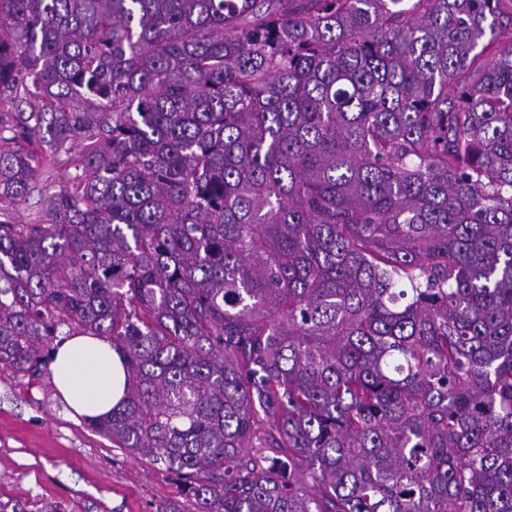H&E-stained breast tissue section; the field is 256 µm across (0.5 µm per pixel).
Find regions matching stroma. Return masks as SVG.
<instances>
[{
  "label": "stroma",
  "instance_id": "1",
  "mask_svg": "<svg viewBox=\"0 0 512 512\" xmlns=\"http://www.w3.org/2000/svg\"><path fill=\"white\" fill-rule=\"evenodd\" d=\"M80 147L66 160L39 171L26 200L8 205L16 224L41 218L45 192L58 191L75 176ZM40 498L68 505L70 512H156L177 503L195 512L161 465H153L94 432L57 392L50 372L30 382L0 367V498Z\"/></svg>",
  "mask_w": 512,
  "mask_h": 512
}]
</instances>
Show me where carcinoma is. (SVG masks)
Instances as JSON below:
<instances>
[{
	"label": "carcinoma",
	"mask_w": 512,
	"mask_h": 512,
	"mask_svg": "<svg viewBox=\"0 0 512 512\" xmlns=\"http://www.w3.org/2000/svg\"><path fill=\"white\" fill-rule=\"evenodd\" d=\"M403 2L0 0V365L195 512H512V0ZM82 152V145L80 142L71 149L68 156L63 155L61 162L56 164L49 171L40 170L36 179L33 182V191L26 200L2 206L6 209L5 215L0 211V220L9 218L13 224H37L43 215L41 212L40 200L46 189L49 192H56L60 186L70 183L72 177L75 176L76 160L79 159V154ZM68 160V161H67Z\"/></svg>",
	"instance_id": "1"
}]
</instances>
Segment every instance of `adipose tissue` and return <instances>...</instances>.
I'll return each instance as SVG.
<instances>
[{"label": "adipose tissue", "mask_w": 512, "mask_h": 512, "mask_svg": "<svg viewBox=\"0 0 512 512\" xmlns=\"http://www.w3.org/2000/svg\"><path fill=\"white\" fill-rule=\"evenodd\" d=\"M49 370L58 393L76 415H107L125 397L124 363L104 338L75 335L55 342Z\"/></svg>", "instance_id": "ef3b65f1"}]
</instances>
